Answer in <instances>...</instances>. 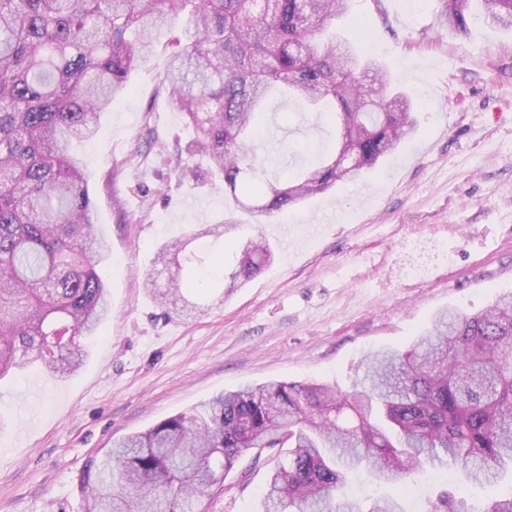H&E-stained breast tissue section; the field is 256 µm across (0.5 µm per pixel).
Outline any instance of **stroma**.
<instances>
[{"label":"stroma","mask_w":512,"mask_h":512,"mask_svg":"<svg viewBox=\"0 0 512 512\" xmlns=\"http://www.w3.org/2000/svg\"><path fill=\"white\" fill-rule=\"evenodd\" d=\"M372 55L415 103L416 138L362 180L224 237V265L263 236L273 263L203 316L158 305L161 245L226 217L224 187L181 180L175 148L192 137L158 91L165 48L132 74V94L82 146L96 230L111 246L98 272L111 309L69 378L39 368L0 381V512H82L89 462L128 434L213 396L269 381L351 390L365 354L415 348L442 309H486L512 289V31L481 19L438 34L433 0H352ZM257 165L288 177L336 144L334 125L275 100ZM249 477H242L243 468ZM267 465L243 455L214 512H257ZM461 474L419 471L406 512H429Z\"/></svg>","instance_id":"1"}]
</instances>
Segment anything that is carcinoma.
Wrapping results in <instances>:
<instances>
[{
	"label": "carcinoma",
	"instance_id": "obj_1",
	"mask_svg": "<svg viewBox=\"0 0 512 512\" xmlns=\"http://www.w3.org/2000/svg\"><path fill=\"white\" fill-rule=\"evenodd\" d=\"M352 0H0V379L34 364L75 372L84 341L108 315L95 267L108 246L94 233V201L73 143L95 138L103 113L146 67L158 30L180 15L159 84L194 129L180 178L205 158L228 210L263 224L338 182L354 181L412 139L409 97L387 66L328 27ZM440 30L464 34L480 8L512 28V0H435ZM279 90L339 131L335 155L287 185L254 165L255 132ZM165 243V307L203 312L187 295L224 281L199 269L189 244ZM272 258L265 239L241 253L247 282ZM360 388L269 382L218 394L200 408L128 435L84 477V512H211L243 453L281 448L260 512H403L397 499L362 509L339 495L348 471L409 491L423 467L456 470L471 486L512 471V291L484 311L440 313L422 349L365 356ZM429 512H468L443 494ZM481 512H512V492Z\"/></svg>",
	"mask_w": 512,
	"mask_h": 512
}]
</instances>
